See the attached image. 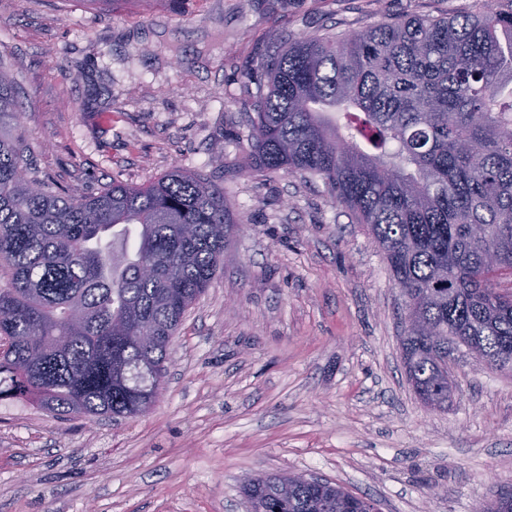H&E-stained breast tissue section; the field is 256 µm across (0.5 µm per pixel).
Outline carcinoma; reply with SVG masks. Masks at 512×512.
I'll return each mask as SVG.
<instances>
[{
  "instance_id": "1",
  "label": "carcinoma",
  "mask_w": 512,
  "mask_h": 512,
  "mask_svg": "<svg viewBox=\"0 0 512 512\" xmlns=\"http://www.w3.org/2000/svg\"><path fill=\"white\" fill-rule=\"evenodd\" d=\"M246 78L244 168L320 177L378 243L405 299V372L448 406L443 365L479 349L512 369V297L481 276L512 265V0L479 12L314 35ZM19 98L0 68V401L58 419L144 414L174 335L234 233L224 189L183 169L74 198L38 177L13 134ZM247 479L256 512H375L328 481Z\"/></svg>"
}]
</instances>
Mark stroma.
<instances>
[{
  "instance_id": "35a3bbf8",
  "label": "stroma",
  "mask_w": 512,
  "mask_h": 512,
  "mask_svg": "<svg viewBox=\"0 0 512 512\" xmlns=\"http://www.w3.org/2000/svg\"><path fill=\"white\" fill-rule=\"evenodd\" d=\"M478 0H0V67L39 176L72 197L173 168L238 224L185 314L152 409L60 420L0 401V512H250L245 479L317 477L379 512H478L512 486V370L459 351L444 410L401 362V298L365 225L320 179L242 167L246 78L276 43Z\"/></svg>"
}]
</instances>
